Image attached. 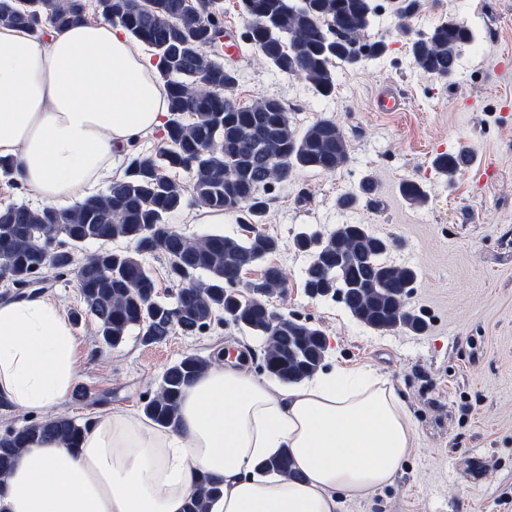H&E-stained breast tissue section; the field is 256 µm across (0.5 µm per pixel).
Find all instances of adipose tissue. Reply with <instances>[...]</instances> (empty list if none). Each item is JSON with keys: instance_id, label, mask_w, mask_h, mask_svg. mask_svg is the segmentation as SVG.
<instances>
[{"instance_id": "1", "label": "adipose tissue", "mask_w": 512, "mask_h": 512, "mask_svg": "<svg viewBox=\"0 0 512 512\" xmlns=\"http://www.w3.org/2000/svg\"><path fill=\"white\" fill-rule=\"evenodd\" d=\"M166 118L156 64L121 25L80 20L44 39L0 27V156L40 200L79 201L121 179L123 148ZM79 356L54 302H0V406L61 408ZM416 446L404 399L370 372L333 366L283 387L233 360L185 387L175 427L112 410L79 449L57 439L24 449L0 482V507L183 512L204 473L223 487L211 512H343L392 484ZM284 453L302 480L265 469Z\"/></svg>"}]
</instances>
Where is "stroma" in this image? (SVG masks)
I'll return each mask as SVG.
<instances>
[{
	"instance_id": "35a3bbf8",
	"label": "stroma",
	"mask_w": 512,
	"mask_h": 512,
	"mask_svg": "<svg viewBox=\"0 0 512 512\" xmlns=\"http://www.w3.org/2000/svg\"><path fill=\"white\" fill-rule=\"evenodd\" d=\"M376 2L369 36L384 39L388 49L378 59L338 67L332 97L317 96L301 77L280 74L249 45L233 60L238 101L278 98L300 129L335 119L349 145L345 168L332 175L299 172L271 194L259 229L278 239L280 248L267 262L285 276L271 303L324 331L326 363L385 377L416 429L418 446L394 484L350 503L347 512H512V0H423L408 19L414 31L445 18L473 29L476 39L448 84L414 67L387 0ZM384 89L399 95L400 111H377ZM441 148L471 150L474 162L447 179L432 165ZM367 178L376 187L375 204L340 208L338 198L358 192ZM405 179L425 186V205L402 198ZM168 222L188 237L245 234L233 216L218 224L191 204ZM339 224H362L393 240L389 260L417 269L407 303L425 320L423 333L378 332L343 304L306 294L309 258L295 251L292 239ZM44 277L42 295L65 314H81L74 324L80 373L64 407L69 416L142 412L165 371L188 354L216 365L221 352L241 350L242 366L261 371L262 338L218 319L195 335L176 330L153 344L135 328L118 347L102 348L75 277L60 278L51 269Z\"/></svg>"
}]
</instances>
